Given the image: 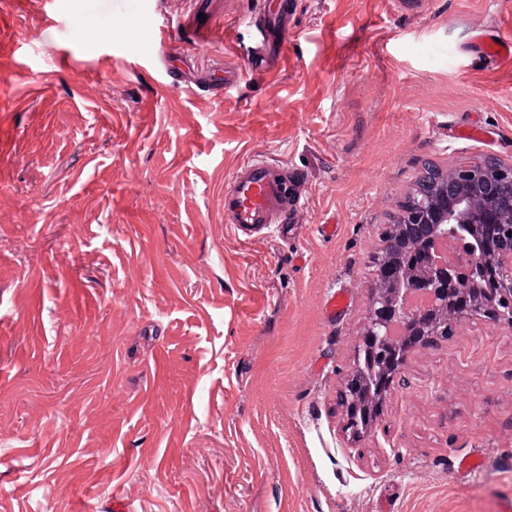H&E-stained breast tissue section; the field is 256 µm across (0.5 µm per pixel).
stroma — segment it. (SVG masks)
Listing matches in <instances>:
<instances>
[{
    "label": "stroma",
    "instance_id": "obj_1",
    "mask_svg": "<svg viewBox=\"0 0 512 512\" xmlns=\"http://www.w3.org/2000/svg\"><path fill=\"white\" fill-rule=\"evenodd\" d=\"M476 29L512 0H0V512H512L511 327L412 347L368 430L341 405L424 161L512 163ZM255 155L306 197L244 240Z\"/></svg>",
    "mask_w": 512,
    "mask_h": 512
}]
</instances>
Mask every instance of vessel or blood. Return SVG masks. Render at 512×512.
<instances>
[{
  "instance_id": "vessel-or-blood-1",
  "label": "vessel or blood",
  "mask_w": 512,
  "mask_h": 512,
  "mask_svg": "<svg viewBox=\"0 0 512 512\" xmlns=\"http://www.w3.org/2000/svg\"><path fill=\"white\" fill-rule=\"evenodd\" d=\"M480 50L489 58L512 59V40L479 35ZM303 175L276 160L243 161L224 188V221L238 235L250 237L262 229L285 226L303 203Z\"/></svg>"
}]
</instances>
